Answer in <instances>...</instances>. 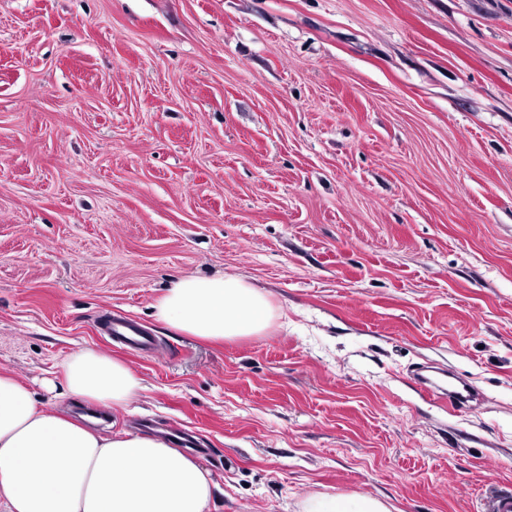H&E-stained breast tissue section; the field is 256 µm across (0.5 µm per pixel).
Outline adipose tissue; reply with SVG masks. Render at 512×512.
<instances>
[{
	"label": "adipose tissue",
	"mask_w": 512,
	"mask_h": 512,
	"mask_svg": "<svg viewBox=\"0 0 512 512\" xmlns=\"http://www.w3.org/2000/svg\"><path fill=\"white\" fill-rule=\"evenodd\" d=\"M157 320L212 341L258 336L276 313L239 275L177 279L154 304ZM67 395L115 410L141 381L123 361L84 348L62 363ZM215 484L195 459L162 436L109 435L63 415L0 372V512H209ZM305 512H388L370 496L315 495Z\"/></svg>",
	"instance_id": "ef3b65f1"
}]
</instances>
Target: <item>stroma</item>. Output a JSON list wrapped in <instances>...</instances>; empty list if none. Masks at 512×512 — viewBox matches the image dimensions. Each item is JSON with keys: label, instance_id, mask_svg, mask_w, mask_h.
I'll use <instances>...</instances> for the list:
<instances>
[{"label": "stroma", "instance_id": "obj_1", "mask_svg": "<svg viewBox=\"0 0 512 512\" xmlns=\"http://www.w3.org/2000/svg\"><path fill=\"white\" fill-rule=\"evenodd\" d=\"M188 273L274 324L156 321ZM82 348L142 379L128 409L49 390ZM426 363L481 401L430 404ZM1 371L101 431L186 430L211 512H480L512 484V0H0ZM157 320L199 339L260 336L276 313L267 296L239 275L177 279L153 305ZM99 329L102 335L135 351L149 353L157 344L140 323L121 314L106 318ZM481 512H512V489L510 486L499 484L490 474L487 488L482 500ZM304 506L305 512H389L381 501L370 496L314 495Z\"/></svg>", "mask_w": 512, "mask_h": 512}]
</instances>
